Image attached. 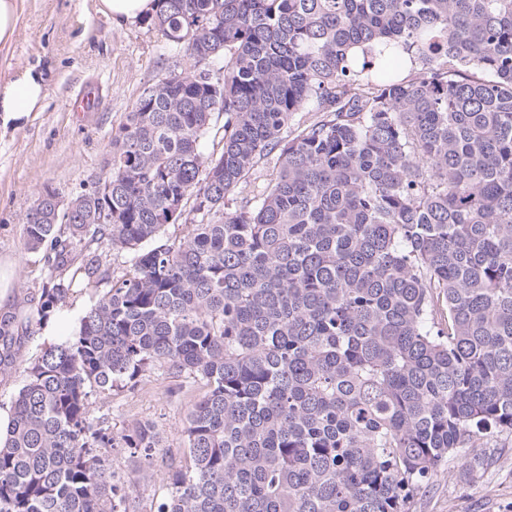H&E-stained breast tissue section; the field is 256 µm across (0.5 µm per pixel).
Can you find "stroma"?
I'll return each instance as SVG.
<instances>
[{
  "label": "stroma",
  "instance_id": "35a3bbf8",
  "mask_svg": "<svg viewBox=\"0 0 512 512\" xmlns=\"http://www.w3.org/2000/svg\"><path fill=\"white\" fill-rule=\"evenodd\" d=\"M19 23L8 44L0 43V81L35 67L45 72L43 107L0 125V264L11 263V300L0 319L22 330L32 317L46 271L40 253L28 251L23 217L45 188L70 198L104 170L112 132L124 121L142 91L174 69L182 53L146 24L115 23L98 10V0H17ZM92 91L89 111L71 101ZM198 386L155 371L134 391L93 397L90 413L105 417L114 431L134 420L152 421L159 447L173 459L183 455L184 422ZM477 459L469 472L448 461L423 484L408 512H512V437L489 448H466ZM112 466L127 485L137 512H152L166 497L163 465L142 471L121 451Z\"/></svg>",
  "mask_w": 512,
  "mask_h": 512
}]
</instances>
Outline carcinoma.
Here are the masks:
<instances>
[{"mask_svg":"<svg viewBox=\"0 0 512 512\" xmlns=\"http://www.w3.org/2000/svg\"><path fill=\"white\" fill-rule=\"evenodd\" d=\"M159 3L187 63L112 133V190L24 221L37 323L110 288L25 368L0 512H130L112 449L152 464L155 426L88 406L156 369L203 388L156 512H405L512 435V0ZM19 355L1 320L0 370ZM109 288L107 284H101L97 288L75 289L66 299L65 306L75 311V316L79 315L86 307L93 304Z\"/></svg>","mask_w":512,"mask_h":512,"instance_id":"obj_1","label":"carcinoma"}]
</instances>
